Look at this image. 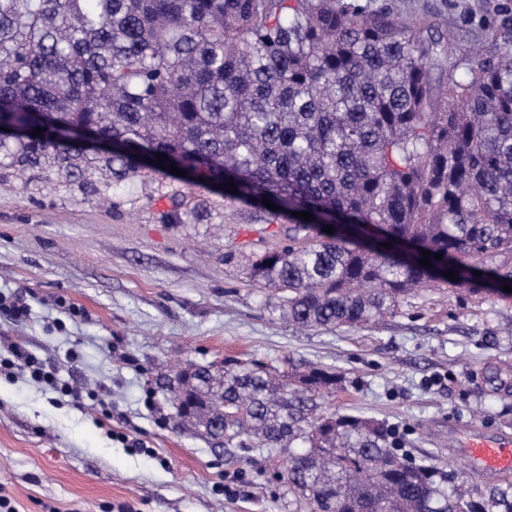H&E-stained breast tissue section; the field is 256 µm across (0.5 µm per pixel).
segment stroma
<instances>
[{
  "label": "stroma",
  "instance_id": "1",
  "mask_svg": "<svg viewBox=\"0 0 512 512\" xmlns=\"http://www.w3.org/2000/svg\"><path fill=\"white\" fill-rule=\"evenodd\" d=\"M358 2L429 15L461 47L512 21V0ZM176 193L201 203L203 220L168 223ZM279 230L175 175L116 187L100 170L75 180L0 166V299L27 308L21 319L0 309V359L19 341L59 382L0 374V494L14 512H296L287 453L245 450L235 465L177 426L161 382L189 363L332 368L341 383L322 411L396 426L413 461L494 483L460 442L512 436V295L435 289L375 325L302 329L245 279Z\"/></svg>",
  "mask_w": 512,
  "mask_h": 512
}]
</instances>
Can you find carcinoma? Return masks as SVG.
<instances>
[{"mask_svg": "<svg viewBox=\"0 0 512 512\" xmlns=\"http://www.w3.org/2000/svg\"><path fill=\"white\" fill-rule=\"evenodd\" d=\"M35 112L49 123L34 137ZM0 126L22 172L80 180L96 163L118 186L170 175L140 163L164 154L192 184H234L224 198L286 225L245 275L301 328L366 326L428 288L512 286V27L462 48L354 0H0ZM79 129L116 148L61 139ZM198 213L183 196L168 216ZM425 250L442 259L420 265ZM168 381L178 424L227 460L300 449L283 478L307 512H512V484L476 496L409 459L396 427L314 414L331 368L190 364Z\"/></svg>", "mask_w": 512, "mask_h": 512, "instance_id": "cac0c4a2", "label": "carcinoma"}]
</instances>
